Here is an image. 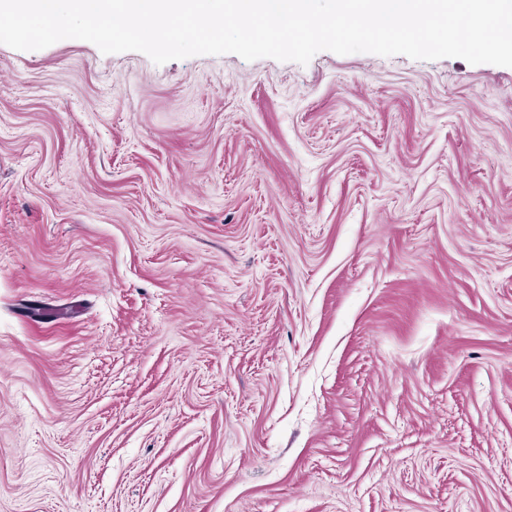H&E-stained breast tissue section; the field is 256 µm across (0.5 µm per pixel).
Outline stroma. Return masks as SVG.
<instances>
[{
    "mask_svg": "<svg viewBox=\"0 0 512 512\" xmlns=\"http://www.w3.org/2000/svg\"><path fill=\"white\" fill-rule=\"evenodd\" d=\"M0 512H512V67L0 44Z\"/></svg>",
    "mask_w": 512,
    "mask_h": 512,
    "instance_id": "obj_1",
    "label": "stroma"
}]
</instances>
